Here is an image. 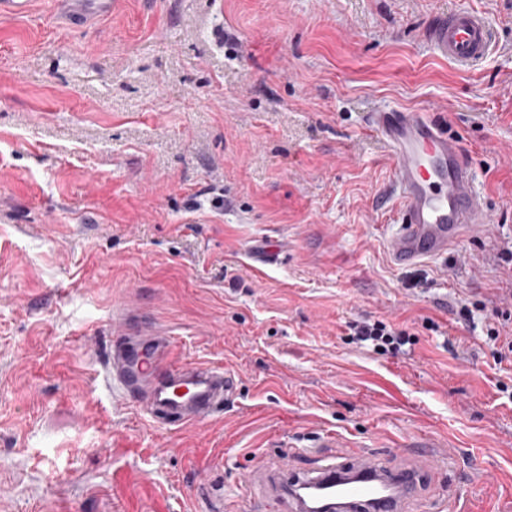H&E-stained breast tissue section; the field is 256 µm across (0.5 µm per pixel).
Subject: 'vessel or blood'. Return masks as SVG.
Returning <instances> with one entry per match:
<instances>
[{"mask_svg":"<svg viewBox=\"0 0 512 512\" xmlns=\"http://www.w3.org/2000/svg\"><path fill=\"white\" fill-rule=\"evenodd\" d=\"M72 25L111 15L116 0H64ZM425 39L461 70L477 66L491 42L486 17L470 8L432 17ZM373 131L396 160L394 179L400 198L398 227L387 243L391 262L408 267L447 255L449 249L479 234L486 210L475 188L476 173L458 136L426 111L388 110L371 115ZM107 389L139 401L156 424L185 426L211 419L235 392L233 374L195 366L177 356L171 339L153 326L114 332L103 364ZM447 450L435 439L412 437L393 450V464L372 454L329 466L316 475L289 470V480L314 484L340 501L361 505L378 501V512H446V496L432 495L436 457Z\"/></svg>","mask_w":512,"mask_h":512,"instance_id":"1","label":"vessel or blood"}]
</instances>
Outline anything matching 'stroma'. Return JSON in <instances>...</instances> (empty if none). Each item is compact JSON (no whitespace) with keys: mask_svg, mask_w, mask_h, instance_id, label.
<instances>
[{"mask_svg":"<svg viewBox=\"0 0 512 512\" xmlns=\"http://www.w3.org/2000/svg\"><path fill=\"white\" fill-rule=\"evenodd\" d=\"M468 7L471 71L424 38ZM429 110L487 200L478 237L394 266L396 160L369 124ZM512 241V0H118L80 27L56 0L0 16V512H212L245 476L448 444L471 512H512V364L486 328ZM281 250L277 263L255 252ZM476 306L473 322L461 305ZM149 321L237 392L165 429L110 394L116 322ZM408 328L403 354L347 322ZM505 382L507 392L498 391Z\"/></svg>","mask_w":512,"mask_h":512,"instance_id":"1","label":"stroma"}]
</instances>
